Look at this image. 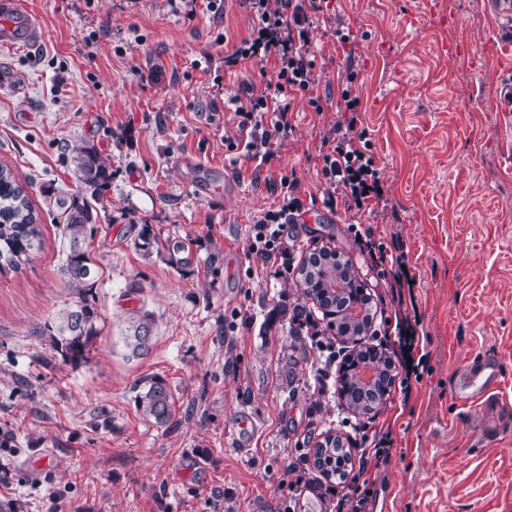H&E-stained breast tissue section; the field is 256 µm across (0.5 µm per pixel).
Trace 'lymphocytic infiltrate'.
<instances>
[{"mask_svg":"<svg viewBox=\"0 0 512 512\" xmlns=\"http://www.w3.org/2000/svg\"><path fill=\"white\" fill-rule=\"evenodd\" d=\"M254 23L248 37L243 38L224 56V64L233 67L241 62L263 65L275 61V82L250 85L242 95L233 97L230 104L238 119L241 138L231 141L230 150L257 165L267 164L273 140L288 135L292 125L288 119L295 95L309 91L315 82V61L311 57L309 31L306 27L309 13L322 12V0H283L281 9H271L269 0H244ZM324 143L321 175L326 188L323 202L328 208L344 207L345 211L363 217L385 199L381 173L371 152L365 132L356 128L355 119L336 121L330 127ZM280 200L275 208L257 217L248 239L247 252L270 258L282 245L284 228L292 216L303 209L298 196L299 183L282 181ZM351 230L367 250L372 267L380 277L389 279L391 287L403 288L411 275L406 271V255L400 243L386 245L376 239L371 227L358 224ZM383 339L393 340L396 350L386 356L379 345L362 344L358 352L362 360L375 357L384 360L380 379L363 399L387 397L392 385H400L409 392L413 378L419 377L418 366L409 365L413 350L419 342L416 325L404 310H395L393 318L385 319L381 330Z\"/></svg>","mask_w":512,"mask_h":512,"instance_id":"f902f5d3","label":"lymphocytic infiltrate"}]
</instances>
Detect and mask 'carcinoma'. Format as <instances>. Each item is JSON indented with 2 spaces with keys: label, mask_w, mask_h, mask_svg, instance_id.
Wrapping results in <instances>:
<instances>
[{
  "label": "carcinoma",
  "mask_w": 512,
  "mask_h": 512,
  "mask_svg": "<svg viewBox=\"0 0 512 512\" xmlns=\"http://www.w3.org/2000/svg\"><path fill=\"white\" fill-rule=\"evenodd\" d=\"M79 180L93 196L107 188L112 180V167L108 159L93 146L79 149L74 158ZM64 237L68 242L66 259L62 266L68 286L79 296L80 301L63 309L52 327L50 341L63 360L77 364L87 358L92 341L99 336L98 314L89 304L94 296L99 276L96 265L90 257L87 241L94 231V212L87 200L74 197L64 203ZM39 218L29 201L23 186L14 173L0 166V269L17 270L29 260L36 243L40 242ZM332 266H326L301 277L304 295L308 298L316 293L332 300L346 297L349 307L357 308L361 298H352L349 283H338L329 276ZM132 354L144 356L149 353L152 342V322L140 317L131 325ZM134 401L137 409L149 421L165 425L176 413L173 395L165 380L158 376L143 379L137 386ZM313 464L323 476L343 480L346 469L323 467L320 448H315Z\"/></svg>",
  "instance_id": "carcinoma-1"
}]
</instances>
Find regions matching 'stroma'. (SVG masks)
Segmentation results:
<instances>
[{
    "label": "stroma",
    "mask_w": 512,
    "mask_h": 512,
    "mask_svg": "<svg viewBox=\"0 0 512 512\" xmlns=\"http://www.w3.org/2000/svg\"><path fill=\"white\" fill-rule=\"evenodd\" d=\"M22 3L41 36L0 46V165L28 193L42 246L0 273V432L12 435L0 500L18 512H332L328 479L302 456L330 433L352 448L364 425L392 431L376 481L391 489L389 512H512V115L498 105L512 59L485 50L512 14L494 0H328L309 28L315 85L257 168L229 151L239 130L224 102L275 81L276 64L225 70L252 25L241 0ZM341 25L349 42L336 39ZM345 88L386 190L365 221L408 254L428 367L410 397L392 386L364 417L318 393L319 353L288 315L298 278L274 275L326 247L377 313H394L348 218L322 203V141ZM86 144L112 181L91 202L100 334L71 364L48 328L78 300L61 273L59 201L87 194L73 162ZM292 177L305 212L287 227V258L248 255L254 220ZM142 224L155 236L147 250L135 243ZM134 315L153 323L143 358L126 347ZM479 356L501 380L484 410L455 393ZM154 375L176 403L163 426L134 403ZM489 411L498 428L487 435ZM291 464L305 469L295 488Z\"/></svg>",
    "instance_id": "stroma-1"
}]
</instances>
